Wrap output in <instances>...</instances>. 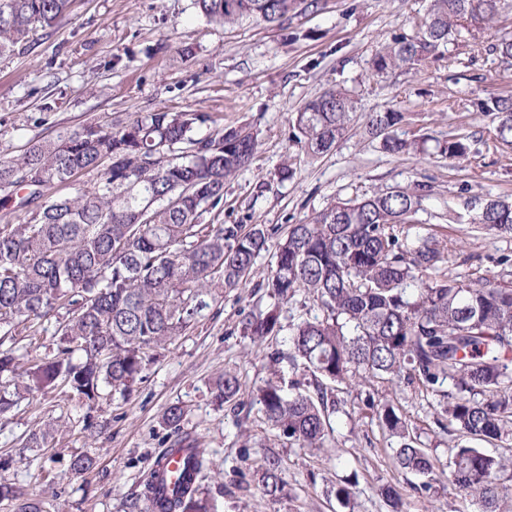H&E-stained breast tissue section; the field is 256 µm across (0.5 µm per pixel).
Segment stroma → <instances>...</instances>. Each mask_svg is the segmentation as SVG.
<instances>
[{
  "label": "stroma",
  "instance_id": "1",
  "mask_svg": "<svg viewBox=\"0 0 512 512\" xmlns=\"http://www.w3.org/2000/svg\"><path fill=\"white\" fill-rule=\"evenodd\" d=\"M429 0H321L317 12L298 11L280 23L209 22L193 0H71L66 16L0 55V161L21 155L29 142L90 123L130 121L150 112H195L204 136L247 127L257 136L251 163L224 186L228 224H296L334 198L350 199L392 187L424 183L429 194L414 235L453 242L448 276L474 272L512 285V237L472 228L486 199L512 198V146L496 138L480 103L512 94V66L489 47L512 31V14L467 40L449 43L443 58L416 70L379 75L371 59L391 39L417 32ZM343 88L357 102L345 138L310 158L292 138L293 112L324 91ZM405 112L399 132L424 138L422 151L390 155L365 137L361 115L384 106ZM469 135L468 159L451 160L437 148L449 129ZM290 178H282V168ZM462 223L445 220L447 210ZM279 311L278 335L257 341L246 323L253 314ZM304 295L275 304L245 286L216 295L188 330L159 350L129 398L102 392L88 403L65 386L25 396L0 416V482L42 492L43 512H149L141 483L154 458L183 437L204 448L200 480L212 512H388L380 490L397 486L407 512H476L448 491V456L458 439L434 422L438 398L417 386L338 387L337 411L324 447L302 448L264 420L256 394L268 380L305 378L288 362V324L318 315ZM58 338L52 321L26 322L1 346L19 370L52 357ZM240 380L236 403L217 399L224 372ZM391 403L406 419L436 468L429 478L399 472L376 407ZM180 405L179 431L164 422ZM57 430L49 448H29L28 435ZM93 467L76 471L75 457ZM276 460L285 488L265 496L260 475ZM430 481L429 492L419 489ZM347 486L349 505L336 498Z\"/></svg>",
  "mask_w": 512,
  "mask_h": 512
}]
</instances>
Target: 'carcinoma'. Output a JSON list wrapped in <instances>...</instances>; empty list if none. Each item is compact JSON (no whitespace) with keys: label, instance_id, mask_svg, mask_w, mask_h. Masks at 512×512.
I'll return each mask as SVG.
<instances>
[{"label":"carcinoma","instance_id":"cac0c4a2","mask_svg":"<svg viewBox=\"0 0 512 512\" xmlns=\"http://www.w3.org/2000/svg\"><path fill=\"white\" fill-rule=\"evenodd\" d=\"M70 0H0V54L26 41L36 27H52ZM209 21L282 22L319 0H195ZM512 11V0H430L421 31L401 36L372 59L378 74L414 69L464 32L492 26ZM512 65V34L491 46ZM481 111L497 122L498 138L512 144V95L492 96ZM356 103L328 90L290 121L293 137L317 158L342 140ZM406 115L390 106L364 115V131L390 154L419 143L401 137ZM194 112H151L120 126L87 124L31 143L19 157L0 162L4 200L24 213L20 224H0V332L57 317L56 353L17 379L16 357L0 351V414L26 394L62 383L83 399L99 390L123 397L143 379L155 352L183 333L220 289L254 277L262 253L274 249V266L255 287L281 303L302 293L321 315L289 325V351L272 359L302 365L315 392L295 381L259 390L267 424L303 447L322 448L336 410L335 387L418 383L439 394L437 425L465 443L451 449L448 488L477 512H512L499 477L512 457L471 445L512 440V288L486 274L449 278L442 267L453 246L433 235L409 239L426 185L386 188L360 198L331 201L284 233L262 224H203L206 212L224 210V184L245 168L256 149L250 131L230 128L197 138ZM450 159L471 153L468 137L448 133L439 145ZM97 180L87 187L84 172ZM67 193H60V189ZM477 230L512 236V200H488L472 218ZM65 311L59 315V311ZM250 336L280 331L277 309L252 316ZM448 389H443V386ZM218 397L236 400L240 383L224 372ZM395 441L396 468L430 475L434 461L391 404L377 412ZM202 451L189 448L172 495L155 476L142 496L151 512H210L199 497ZM264 495L279 497L277 463L261 475ZM391 512H403L396 487L381 489ZM0 500L18 512H43L42 500L0 483Z\"/></svg>","mask_w":512,"mask_h":512}]
</instances>
